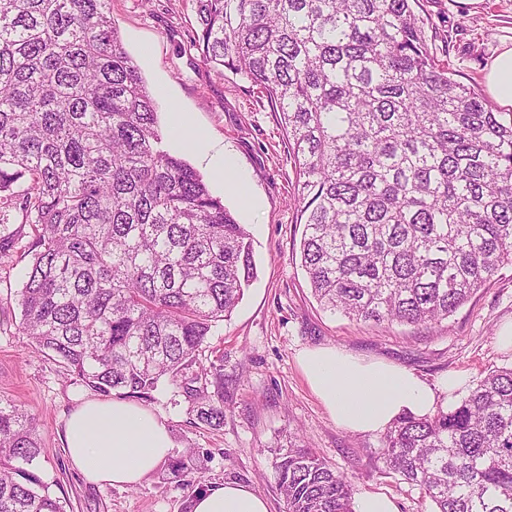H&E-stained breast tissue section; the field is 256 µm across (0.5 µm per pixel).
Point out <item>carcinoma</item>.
I'll use <instances>...</instances> for the list:
<instances>
[{"instance_id":"1","label":"carcinoma","mask_w":512,"mask_h":512,"mask_svg":"<svg viewBox=\"0 0 512 512\" xmlns=\"http://www.w3.org/2000/svg\"><path fill=\"white\" fill-rule=\"evenodd\" d=\"M416 0H193L207 65L281 113L300 257L324 309L435 327L512 265V119L448 77ZM110 0H0V256H31L19 330L105 396L151 397L255 278L250 234L166 147ZM21 216L19 224L10 219ZM197 419L224 424L223 359ZM34 419L0 401V512H64L31 471ZM432 512H512V367L384 433ZM286 512H354L350 478L291 443Z\"/></svg>"}]
</instances>
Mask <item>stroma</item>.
<instances>
[{
  "instance_id": "1",
  "label": "stroma",
  "mask_w": 512,
  "mask_h": 512,
  "mask_svg": "<svg viewBox=\"0 0 512 512\" xmlns=\"http://www.w3.org/2000/svg\"><path fill=\"white\" fill-rule=\"evenodd\" d=\"M431 54L451 79L485 93L484 69L512 39V0H417ZM111 19L157 100L168 149L182 155L251 234L257 276L231 318L213 328L199 352L224 353V423L198 420L182 390L161 382L145 407L163 417L174 440L168 462L134 488L86 482L67 460L61 433L67 414L91 397L52 353L35 351L19 330V292L29 259L0 258V400L34 417L42 451L34 472L62 500L65 512H182L197 488L233 480L255 488L270 512H285L273 468L281 446L300 435L332 467L347 473L356 495L391 497L398 512H430L429 502L383 472L380 434L336 425L296 362L298 351L331 344L365 359L405 367L427 383L446 375L476 386L512 365V348L497 336L512 324V267L502 269L441 325L416 329L356 322L321 309L300 264L296 172L280 114L247 78L218 74L192 44L198 29L192 0H112ZM231 158L245 186L236 192L215 173ZM197 451V486H183L171 463Z\"/></svg>"
}]
</instances>
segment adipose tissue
Segmentation results:
<instances>
[{"label":"adipose tissue","instance_id":"1","mask_svg":"<svg viewBox=\"0 0 512 512\" xmlns=\"http://www.w3.org/2000/svg\"><path fill=\"white\" fill-rule=\"evenodd\" d=\"M485 83L497 102L512 106V45L488 63ZM297 360L328 416L357 434L385 431L405 413H434L436 392L458 383L450 376L435 390L406 368L365 360L333 345L304 348ZM64 443L72 467L88 482L124 487L140 484L174 448L163 419L121 398H91L76 406L65 423ZM192 512H268V506L252 487L228 481L197 495Z\"/></svg>","mask_w":512,"mask_h":512}]
</instances>
